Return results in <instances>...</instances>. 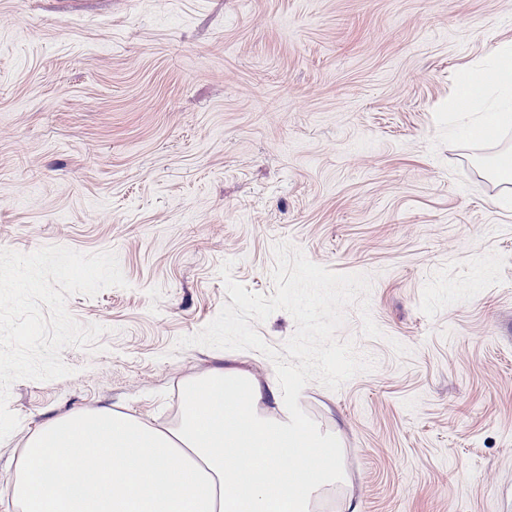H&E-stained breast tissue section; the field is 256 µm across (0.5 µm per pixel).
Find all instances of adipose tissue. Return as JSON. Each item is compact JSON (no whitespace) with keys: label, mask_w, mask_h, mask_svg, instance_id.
Listing matches in <instances>:
<instances>
[{"label":"adipose tissue","mask_w":512,"mask_h":512,"mask_svg":"<svg viewBox=\"0 0 512 512\" xmlns=\"http://www.w3.org/2000/svg\"><path fill=\"white\" fill-rule=\"evenodd\" d=\"M490 81L465 71L456 93L475 95L483 130L512 126V44L491 53ZM263 390L236 366L190 382L172 428L109 408L48 421L32 434L10 494L21 512H312L341 478L336 440L297 415L279 421L258 408ZM67 459L91 471L81 495L47 491L44 472Z\"/></svg>","instance_id":"ef3b65f1"}]
</instances>
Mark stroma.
I'll use <instances>...</instances> for the list:
<instances>
[{
  "instance_id": "stroma-1",
  "label": "stroma",
  "mask_w": 512,
  "mask_h": 512,
  "mask_svg": "<svg viewBox=\"0 0 512 512\" xmlns=\"http://www.w3.org/2000/svg\"><path fill=\"white\" fill-rule=\"evenodd\" d=\"M512 43V0H0V249L112 251L126 287L68 297L100 350L10 388L0 512L29 437L108 407L179 418L187 383L265 353L176 348L275 293L274 247L371 279L338 340L373 361L299 404L343 480L314 512H512L511 188L449 114L458 73Z\"/></svg>"
}]
</instances>
